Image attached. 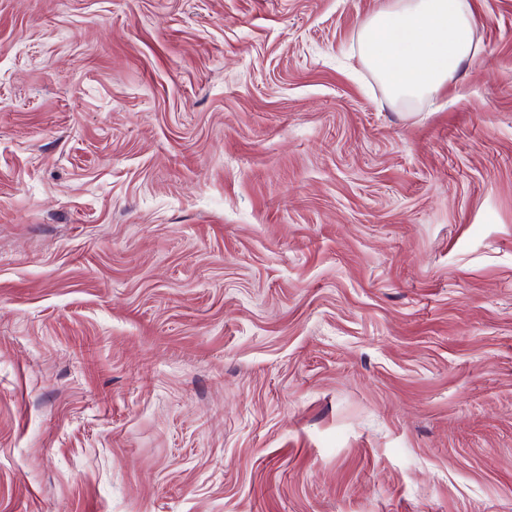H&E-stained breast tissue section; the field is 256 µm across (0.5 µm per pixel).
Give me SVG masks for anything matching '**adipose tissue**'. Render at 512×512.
Returning a JSON list of instances; mask_svg holds the SVG:
<instances>
[{"label": "adipose tissue", "instance_id": "ef3b65f1", "mask_svg": "<svg viewBox=\"0 0 512 512\" xmlns=\"http://www.w3.org/2000/svg\"><path fill=\"white\" fill-rule=\"evenodd\" d=\"M468 0H386L360 28L359 53L394 101H420L474 60Z\"/></svg>", "mask_w": 512, "mask_h": 512}]
</instances>
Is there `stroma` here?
<instances>
[{"label":"stroma","mask_w":512,"mask_h":512,"mask_svg":"<svg viewBox=\"0 0 512 512\" xmlns=\"http://www.w3.org/2000/svg\"><path fill=\"white\" fill-rule=\"evenodd\" d=\"M392 102L381 0H0V512H512V0Z\"/></svg>","instance_id":"obj_1"}]
</instances>
